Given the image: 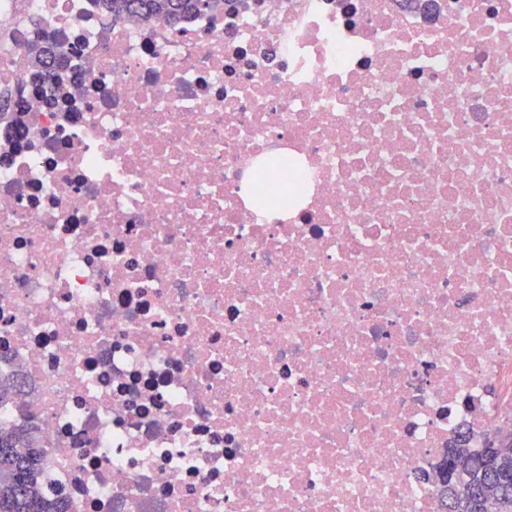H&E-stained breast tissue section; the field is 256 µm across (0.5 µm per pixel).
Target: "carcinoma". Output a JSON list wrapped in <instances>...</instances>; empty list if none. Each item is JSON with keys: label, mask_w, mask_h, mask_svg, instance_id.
Returning <instances> with one entry per match:
<instances>
[{"label": "carcinoma", "mask_w": 512, "mask_h": 512, "mask_svg": "<svg viewBox=\"0 0 512 512\" xmlns=\"http://www.w3.org/2000/svg\"><path fill=\"white\" fill-rule=\"evenodd\" d=\"M114 19H163L182 22L192 15L215 10L226 0H99ZM59 75L47 56L30 61L29 80L41 85ZM19 381L0 373V407L14 402ZM45 449L34 419L22 423L0 421V512H66L63 492L46 484ZM440 512H512V433L499 434L470 447L460 433L438 467Z\"/></svg>", "instance_id": "1"}]
</instances>
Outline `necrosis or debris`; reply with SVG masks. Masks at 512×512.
<instances>
[{
	"instance_id": "1",
	"label": "necrosis or debris",
	"mask_w": 512,
	"mask_h": 512,
	"mask_svg": "<svg viewBox=\"0 0 512 512\" xmlns=\"http://www.w3.org/2000/svg\"><path fill=\"white\" fill-rule=\"evenodd\" d=\"M0 92V420L68 512H437L512 430V0H0ZM112 13V19H163L170 23L185 21L192 15L218 9L229 0H96ZM49 55H63L57 50H52L48 55L37 54L35 60L30 61V73L29 80L33 85H41L49 79L59 76V70L51 68L47 64V58Z\"/></svg>"
}]
</instances>
